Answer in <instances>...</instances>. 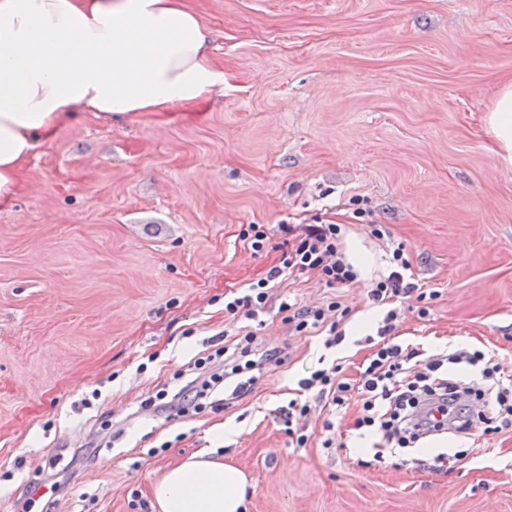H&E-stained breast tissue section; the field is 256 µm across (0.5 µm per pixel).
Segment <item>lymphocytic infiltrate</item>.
<instances>
[{"instance_id": "f902f5d3", "label": "lymphocytic infiltrate", "mask_w": 512, "mask_h": 512, "mask_svg": "<svg viewBox=\"0 0 512 512\" xmlns=\"http://www.w3.org/2000/svg\"><path fill=\"white\" fill-rule=\"evenodd\" d=\"M281 230L289 235L290 241L279 265L225 300L228 318L256 319L268 305L271 282L288 272H317L328 288H341L356 280L357 275L341 250L340 225L307 224L299 229L285 224ZM389 264L388 275L376 280L368 293L370 300L387 305L388 311L377 328L378 341L359 379L345 381L340 376L341 366L336 363L313 371L301 380V388L315 391L317 399L337 409L347 407L351 399H358L361 414L354 423L355 429L368 430L397 448L416 447L421 439L447 430L467 433L478 429L488 435L511 428L512 379L501 376L498 365L487 362L482 352L459 348L425 359L420 350L405 349L391 342L398 312L390 308V301L417 296L422 302L418 314L424 318L430 313L426 300L436 299L437 294L421 292L410 273L411 263L403 246L393 248ZM278 312L283 322L298 334L312 336L327 331L325 347L339 345L344 339L337 326L348 311L338 300L300 307L285 299ZM256 339L251 330L236 333L232 345L197 358L190 368V379L179 390L159 391L142 401V408L172 417L189 416L202 410L204 399L234 376L239 379L236 392L251 390L259 380L263 363L280 365L285 361L284 353L275 348L265 351L263 361L254 360ZM447 363L479 368L481 383L445 375L442 367Z\"/></svg>"}]
</instances>
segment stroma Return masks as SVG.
<instances>
[{"mask_svg": "<svg viewBox=\"0 0 512 512\" xmlns=\"http://www.w3.org/2000/svg\"><path fill=\"white\" fill-rule=\"evenodd\" d=\"M189 3L223 94L118 121L76 111L0 202V512L49 473L67 489L43 512H142L166 470L216 446L252 479L246 512H512V428L378 460L377 436L353 428L359 403L334 413L300 393L322 357L358 379L387 312L368 277L336 290L280 277L256 334L283 365L218 410L141 407L236 332L224 297L278 264L284 224L341 225L380 275L403 244L439 297L425 318L416 297L398 302L396 343L479 350L512 375V169L482 127L512 80V0ZM245 224L269 226L266 251ZM332 297L350 313L330 349L278 312ZM300 395L297 448L285 411ZM244 226H246L244 228ZM239 236L243 241H248L254 254L262 253L269 241L268 231L264 224L242 225ZM310 412V406L307 402L298 405L297 399H292L288 403V411L286 412L288 418V434L291 437V442L296 444L295 447L302 448L308 442V436L300 433L301 429L292 428L293 420H300L306 417Z\"/></svg>", "mask_w": 512, "mask_h": 512, "instance_id": "obj_1", "label": "stroma"}]
</instances>
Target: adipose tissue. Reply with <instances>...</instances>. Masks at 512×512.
Here are the masks:
<instances>
[{"label": "adipose tissue", "mask_w": 512, "mask_h": 512, "mask_svg": "<svg viewBox=\"0 0 512 512\" xmlns=\"http://www.w3.org/2000/svg\"><path fill=\"white\" fill-rule=\"evenodd\" d=\"M209 33L185 0H0V202L40 137L81 109L165 112L224 90ZM512 167V82L483 117ZM250 482L206 448L153 485L159 512H243Z\"/></svg>", "instance_id": "obj_1"}]
</instances>
